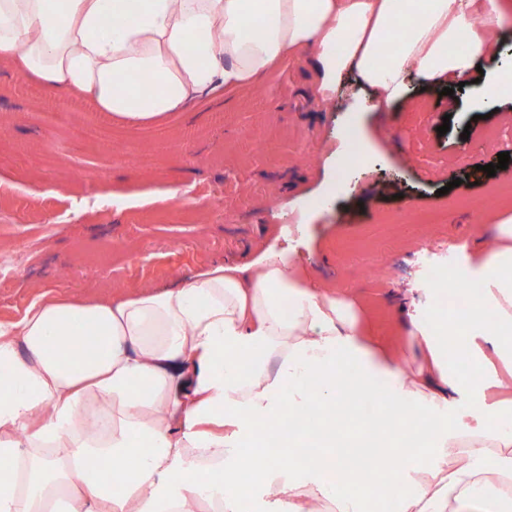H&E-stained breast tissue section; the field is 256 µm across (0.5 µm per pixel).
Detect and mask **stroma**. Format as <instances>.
<instances>
[{"label": "stroma", "mask_w": 512, "mask_h": 512, "mask_svg": "<svg viewBox=\"0 0 512 512\" xmlns=\"http://www.w3.org/2000/svg\"><path fill=\"white\" fill-rule=\"evenodd\" d=\"M316 80L303 52L257 89L137 126L102 121L1 63L0 249L27 248L30 262L0 290V321L42 292L164 288L280 249L381 340L424 320L438 304L430 266L453 256L454 278L503 242L512 165L491 177L484 167L512 153V90L493 110L469 82L450 96L417 88L414 106L368 112L355 75L325 99ZM59 102L68 124L43 126ZM350 125L372 156L322 196Z\"/></svg>", "instance_id": "35a3bbf8"}]
</instances>
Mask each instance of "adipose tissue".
I'll list each match as a JSON object with an SVG mask.
<instances>
[{"instance_id": "1", "label": "adipose tissue", "mask_w": 512, "mask_h": 512, "mask_svg": "<svg viewBox=\"0 0 512 512\" xmlns=\"http://www.w3.org/2000/svg\"><path fill=\"white\" fill-rule=\"evenodd\" d=\"M511 11L512 0H0V60L130 125L254 88L302 51L319 94L352 71L384 108L410 102L408 71L429 86L468 75ZM251 18L264 19L259 33ZM143 74L149 90L128 83ZM469 274L484 291L464 319L439 308L414 323L405 343L423 355L407 367L285 252L213 264L181 287L38 294L0 322V512H366L377 486L391 512H512V410L461 373L487 345L512 363V246ZM378 390L383 403L360 416ZM452 392L468 397L464 413ZM262 426L279 455L261 453ZM378 451L388 467L373 482L364 468ZM206 472L220 496H201Z\"/></svg>"}]
</instances>
